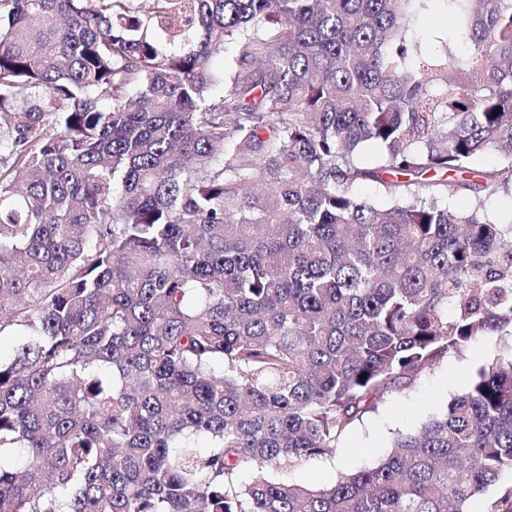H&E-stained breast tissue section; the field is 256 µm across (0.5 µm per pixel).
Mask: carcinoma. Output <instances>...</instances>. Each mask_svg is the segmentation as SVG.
Masks as SVG:
<instances>
[{
	"label": "carcinoma",
	"mask_w": 512,
	"mask_h": 512,
	"mask_svg": "<svg viewBox=\"0 0 512 512\" xmlns=\"http://www.w3.org/2000/svg\"><path fill=\"white\" fill-rule=\"evenodd\" d=\"M427 2L0 0V512H468L512 471L511 344L375 466L273 478L512 337V0H444L435 52ZM242 53V49L235 43L226 44L223 57L216 60L215 68L217 71L216 83L212 89V96L220 98L224 95L225 85L230 81L237 68L236 60Z\"/></svg>",
	"instance_id": "1"
}]
</instances>
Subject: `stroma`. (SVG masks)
I'll list each match as a JSON object with an SVG mask.
<instances>
[{"label": "stroma", "mask_w": 512, "mask_h": 512, "mask_svg": "<svg viewBox=\"0 0 512 512\" xmlns=\"http://www.w3.org/2000/svg\"><path fill=\"white\" fill-rule=\"evenodd\" d=\"M500 344L497 335L479 338L462 353L446 355L411 384L392 389L376 411L355 421L341 438L335 453L279 472L297 483H331L342 472L377 464L388 452L396 433H411L466 389L476 370L487 364Z\"/></svg>", "instance_id": "35a3bbf8"}]
</instances>
